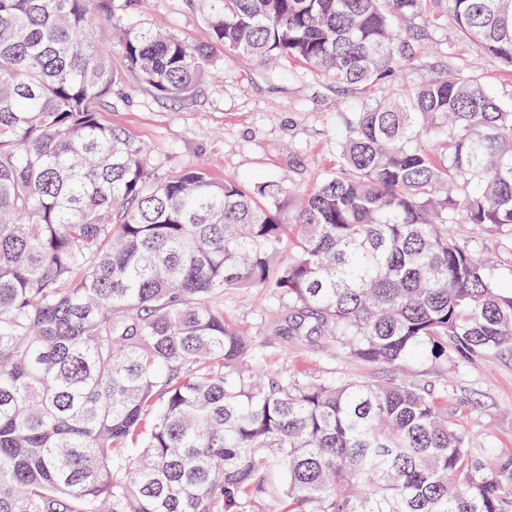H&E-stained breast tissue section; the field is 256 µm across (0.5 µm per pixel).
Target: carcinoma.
<instances>
[{
    "mask_svg": "<svg viewBox=\"0 0 512 512\" xmlns=\"http://www.w3.org/2000/svg\"><path fill=\"white\" fill-rule=\"evenodd\" d=\"M433 1L512 76V0H204L202 46L0 0V512H512V454L425 390L270 374L219 305L266 295L265 335L393 369L512 351V100L477 66L402 84ZM213 44L355 91L292 209L100 119L118 84L191 98Z\"/></svg>",
    "mask_w": 512,
    "mask_h": 512,
    "instance_id": "1",
    "label": "carcinoma"
}]
</instances>
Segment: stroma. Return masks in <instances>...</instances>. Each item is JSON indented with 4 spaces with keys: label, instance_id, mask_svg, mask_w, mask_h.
<instances>
[{
    "label": "stroma",
    "instance_id": "1",
    "mask_svg": "<svg viewBox=\"0 0 512 512\" xmlns=\"http://www.w3.org/2000/svg\"><path fill=\"white\" fill-rule=\"evenodd\" d=\"M134 25L162 31L191 45L209 41L200 0H145L129 4ZM426 54L406 70V82H419L428 69L460 62L478 63L486 80L512 96V78L493 59L479 58L476 47L458 40L451 26L426 27ZM294 76L279 78L252 58L213 50V68L186 101L162 100L133 85L115 87L100 109L104 122L123 127L143 144L165 173L203 166L213 175L274 179L296 191H309L317 172L336 161V115L353 98L351 91L300 63ZM225 320L260 334V318L275 312L274 302L256 295L243 300L224 295ZM267 370L285 364L321 376L358 375L378 382L404 379L426 389L465 430L478 453L512 449V352L481 357L458 368L440 362L407 361L392 370L368 366L340 352L315 345L284 352L277 340L267 348Z\"/></svg>",
    "mask_w": 512,
    "mask_h": 512
}]
</instances>
